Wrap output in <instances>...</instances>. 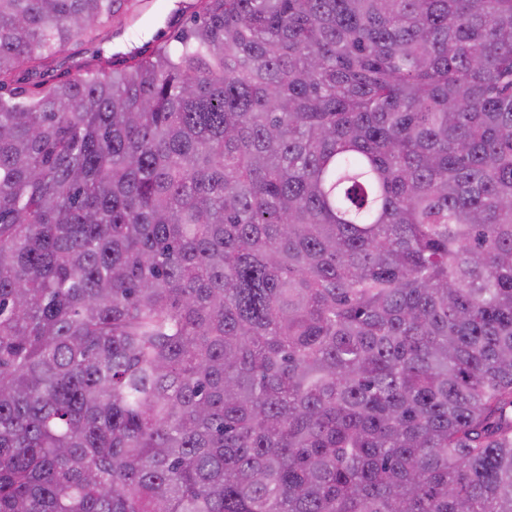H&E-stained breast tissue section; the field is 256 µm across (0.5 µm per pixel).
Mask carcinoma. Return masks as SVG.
<instances>
[{"mask_svg": "<svg viewBox=\"0 0 512 512\" xmlns=\"http://www.w3.org/2000/svg\"><path fill=\"white\" fill-rule=\"evenodd\" d=\"M0 0V512H512V0ZM191 0H144L139 3L135 21L112 27V38L102 44L85 41L72 43L55 61L37 76H31L25 68L17 72L19 84L32 87L38 81H55L65 75H73V62L87 58L96 49L102 48L107 55H122L134 48H151L160 33L171 35L182 24L183 6Z\"/></svg>", "mask_w": 512, "mask_h": 512, "instance_id": "obj_1", "label": "carcinoma"}]
</instances>
